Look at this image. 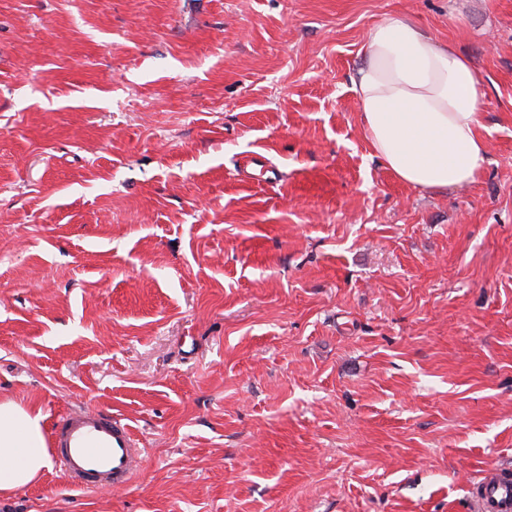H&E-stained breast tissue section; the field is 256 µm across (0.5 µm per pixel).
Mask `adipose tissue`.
<instances>
[{
	"mask_svg": "<svg viewBox=\"0 0 512 512\" xmlns=\"http://www.w3.org/2000/svg\"><path fill=\"white\" fill-rule=\"evenodd\" d=\"M351 79L374 156L403 183L445 191L475 183L487 159L483 87L473 61L399 15L365 37ZM41 412L0 403V491L50 467Z\"/></svg>",
	"mask_w": 512,
	"mask_h": 512,
	"instance_id": "obj_1",
	"label": "adipose tissue"
}]
</instances>
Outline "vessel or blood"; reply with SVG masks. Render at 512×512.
Returning a JSON list of instances; mask_svg holds the SVG:
<instances>
[{
  "label": "vessel or blood",
  "instance_id": "1",
  "mask_svg": "<svg viewBox=\"0 0 512 512\" xmlns=\"http://www.w3.org/2000/svg\"><path fill=\"white\" fill-rule=\"evenodd\" d=\"M50 448L56 469L71 487L99 490L127 484L137 473L144 450L121 418L91 409L61 416ZM473 512H512V477L494 474L479 488Z\"/></svg>",
  "mask_w": 512,
  "mask_h": 512
}]
</instances>
